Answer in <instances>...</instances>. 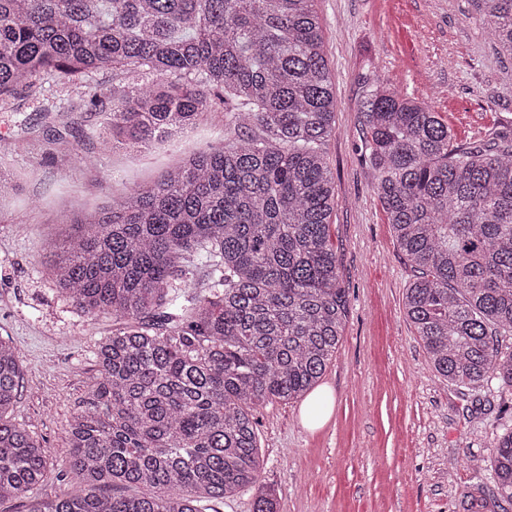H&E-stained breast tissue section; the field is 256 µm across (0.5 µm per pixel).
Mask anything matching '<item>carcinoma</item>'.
Wrapping results in <instances>:
<instances>
[{"label":"carcinoma","instance_id":"carcinoma-1","mask_svg":"<svg viewBox=\"0 0 512 512\" xmlns=\"http://www.w3.org/2000/svg\"><path fill=\"white\" fill-rule=\"evenodd\" d=\"M481 25L512 56V0H476ZM112 70L98 138L137 154L193 132L215 104L224 141L185 155L151 185L75 215L49 239L58 289L84 314L112 318L99 377L68 421L61 478L9 413L19 352L0 337V501L40 489L28 512H204L261 483L255 411L313 390L336 357L349 294L330 217L326 159L334 81L314 0H0V100L44 73L80 83ZM362 146L396 243L415 279L404 308L432 369L463 396L512 409V130L453 145L431 106L365 84ZM205 253L187 291V256ZM486 481L462 501L512 512V423ZM152 494L117 495L109 487Z\"/></svg>","mask_w":512,"mask_h":512}]
</instances>
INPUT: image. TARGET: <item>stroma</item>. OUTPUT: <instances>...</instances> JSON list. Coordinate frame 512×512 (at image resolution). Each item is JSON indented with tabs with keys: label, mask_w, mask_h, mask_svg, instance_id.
<instances>
[{
	"label": "stroma",
	"mask_w": 512,
	"mask_h": 512,
	"mask_svg": "<svg viewBox=\"0 0 512 512\" xmlns=\"http://www.w3.org/2000/svg\"><path fill=\"white\" fill-rule=\"evenodd\" d=\"M314 8L338 103L327 162L349 304L319 383L332 399L323 425L303 420L299 400L256 413L263 477L278 493V512H464L459 493L475 480L471 459L488 455L500 413L455 394L405 315L414 271L360 152L361 80L367 74L425 101L465 146L512 125V57L476 23L474 0H315ZM117 81L108 71L82 86L47 74L35 94L21 90L0 105V164L16 169L20 185L0 199V336L17 348L22 373L11 417L60 464L67 423L98 377L95 350L112 320L88 317L60 293L46 239L70 232L68 214L157 179L186 152L224 138L216 108L190 137L139 158L102 152L95 135ZM89 86L101 97L76 113L74 131L44 117L43 103L68 106Z\"/></svg>",
	"instance_id": "1"
}]
</instances>
